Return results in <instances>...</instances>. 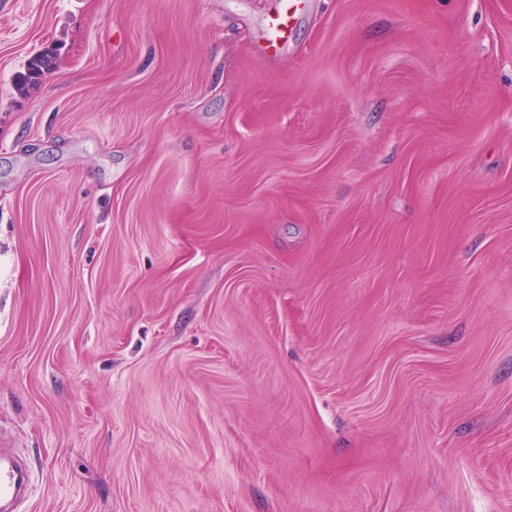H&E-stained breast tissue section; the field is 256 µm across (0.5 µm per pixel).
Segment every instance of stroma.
<instances>
[{"label": "stroma", "mask_w": 512, "mask_h": 512, "mask_svg": "<svg viewBox=\"0 0 512 512\" xmlns=\"http://www.w3.org/2000/svg\"><path fill=\"white\" fill-rule=\"evenodd\" d=\"M304 4L0 0L18 512H512V0ZM300 0H281L275 12L269 15L265 25L263 53L275 56L284 46L286 31L301 10Z\"/></svg>", "instance_id": "35a3bbf8"}]
</instances>
